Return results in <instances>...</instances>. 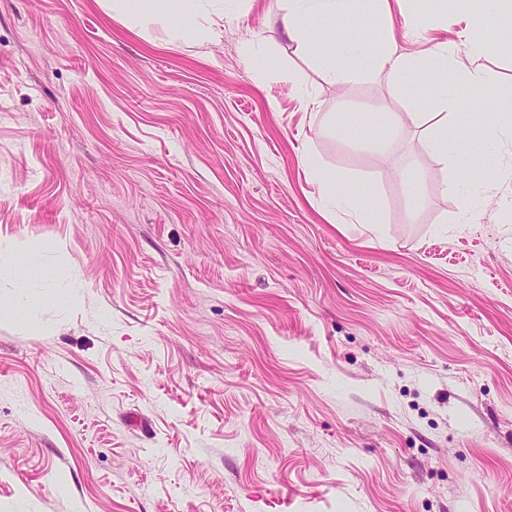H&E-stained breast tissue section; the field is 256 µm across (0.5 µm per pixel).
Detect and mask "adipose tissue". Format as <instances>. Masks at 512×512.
<instances>
[{
  "mask_svg": "<svg viewBox=\"0 0 512 512\" xmlns=\"http://www.w3.org/2000/svg\"><path fill=\"white\" fill-rule=\"evenodd\" d=\"M217 0H110L113 14L132 25H146L171 13L191 16L203 13ZM404 0H283L286 33L289 39L308 50L318 45L309 35L310 22L344 18L356 21L364 4H371L381 38L373 51H366L359 37H346L336 43L335 50L321 60L326 78L342 82L358 71L383 74L417 89L411 100V121L418 129L433 125L435 133L428 141L430 153L449 159L459 168L484 165L488 146L512 145V107L497 103L492 111L471 113L461 125L449 123L457 103L466 91L486 83L482 64L484 43L469 42L467 51L457 43L435 42L428 38L424 23H416L414 52L402 51L392 29L393 7ZM331 123L344 136L357 140L381 134L397 139L403 129L400 117L382 112H336Z\"/></svg>",
  "mask_w": 512,
  "mask_h": 512,
  "instance_id": "adipose-tissue-1",
  "label": "adipose tissue"
}]
</instances>
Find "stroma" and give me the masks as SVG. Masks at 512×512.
I'll return each mask as SVG.
<instances>
[{
    "instance_id": "1",
    "label": "stroma",
    "mask_w": 512,
    "mask_h": 512,
    "mask_svg": "<svg viewBox=\"0 0 512 512\" xmlns=\"http://www.w3.org/2000/svg\"><path fill=\"white\" fill-rule=\"evenodd\" d=\"M420 18L466 25L407 0L401 48ZM187 27L0 0V512H512L507 159L333 130L410 92L331 83L279 0ZM483 39L463 113L512 99ZM324 169L377 232L322 207ZM463 178L487 186L464 226ZM30 253L77 295L6 306Z\"/></svg>"
}]
</instances>
